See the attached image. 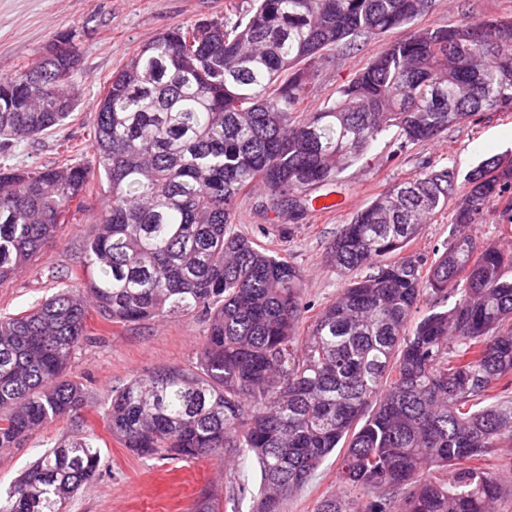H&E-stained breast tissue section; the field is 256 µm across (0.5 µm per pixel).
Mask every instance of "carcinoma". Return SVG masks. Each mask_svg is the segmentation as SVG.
<instances>
[{"mask_svg":"<svg viewBox=\"0 0 512 512\" xmlns=\"http://www.w3.org/2000/svg\"><path fill=\"white\" fill-rule=\"evenodd\" d=\"M244 2L170 27L112 76L94 109V165L0 167V279L87 210L90 178L104 191L86 281L60 278L31 311L0 317V450L79 415L84 393L65 372L89 304L130 323L202 312L196 368L139 375L112 394L110 431L134 454L253 458L256 512H282L336 449L339 489L316 512H493L506 487L476 461L512 446V251L463 228L490 217L512 232V202L498 209L512 159L463 177L427 166L341 225L325 261L368 273L304 336L298 269L237 230L235 204L257 191L262 208L297 224L314 192L391 130L398 154L512 112V19L416 27L434 0ZM402 26L409 35L328 106L295 111L327 52L351 54ZM77 62L65 35L0 80V151L65 124ZM449 209L444 250L407 252ZM99 469L91 437L60 442L0 512H63Z\"/></svg>","mask_w":512,"mask_h":512,"instance_id":"carcinoma-1","label":"carcinoma"}]
</instances>
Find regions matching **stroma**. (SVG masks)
I'll return each instance as SVG.
<instances>
[{"mask_svg": "<svg viewBox=\"0 0 512 512\" xmlns=\"http://www.w3.org/2000/svg\"><path fill=\"white\" fill-rule=\"evenodd\" d=\"M232 0H0V79L31 67L57 34L73 33L79 62L72 78L76 107L65 125L36 140L14 143L0 153V167L35 168L66 161L92 163L96 102L113 73L143 45L173 25L223 17ZM398 28L353 54L331 52L299 104L317 111L336 96L368 60L406 36ZM512 156V112H497L479 124L449 129L445 138L393 154L378 141L361 161L341 175L340 209L312 212L301 223L287 215L256 214L254 201L236 202L238 229L263 247L279 252L301 273L311 311L333 301L343 278L324 259L327 242L341 225L390 185L412 177L423 163L455 167L467 174L491 156ZM290 236H282V229ZM94 229L91 215L62 225L53 243L14 275L0 281V316H13L50 297L56 275L79 274L80 253ZM207 322L199 315L115 323L90 312L85 335L68 377L85 392L79 417L61 418L35 431L23 444L0 451V491H6L41 454L64 439L92 435L101 455L94 481L67 503L65 512H195L214 499L219 512H254L259 486L255 460L204 457L191 461L142 458L112 435L103 412L114 389L132 377L163 367L195 366ZM338 454H330L302 491L287 498L283 512H315L318 500L337 489Z\"/></svg>", "mask_w": 512, "mask_h": 512, "instance_id": "stroma-1", "label": "stroma"}]
</instances>
